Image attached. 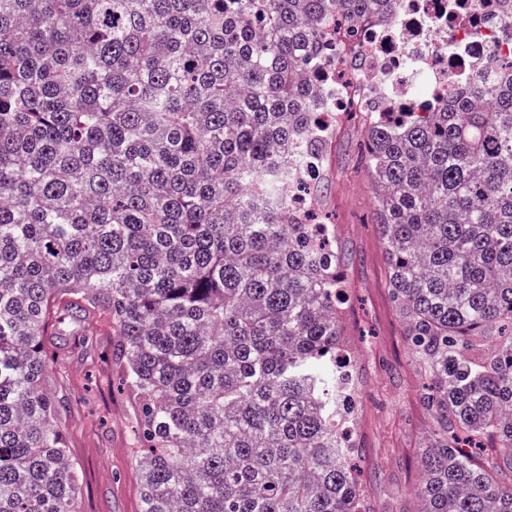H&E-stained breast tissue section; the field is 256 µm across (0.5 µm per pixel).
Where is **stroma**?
<instances>
[{
  "instance_id": "35a3bbf8",
  "label": "stroma",
  "mask_w": 512,
  "mask_h": 512,
  "mask_svg": "<svg viewBox=\"0 0 512 512\" xmlns=\"http://www.w3.org/2000/svg\"><path fill=\"white\" fill-rule=\"evenodd\" d=\"M366 124H346L326 147L325 189L316 206L336 228L348 262L343 326L356 346L361 398L356 408L367 512H416L418 460L433 420L427 383L412 358L389 288V260L376 218L369 171L361 160ZM96 348L54 368L64 406L60 426L76 469L81 512H141L137 465L139 408L111 361V318L91 314Z\"/></svg>"
}]
</instances>
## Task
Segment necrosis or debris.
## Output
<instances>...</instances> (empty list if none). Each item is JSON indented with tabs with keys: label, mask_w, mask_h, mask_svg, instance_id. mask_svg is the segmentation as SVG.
Segmentation results:
<instances>
[{
	"label": "necrosis or debris",
	"mask_w": 512,
	"mask_h": 512,
	"mask_svg": "<svg viewBox=\"0 0 512 512\" xmlns=\"http://www.w3.org/2000/svg\"><path fill=\"white\" fill-rule=\"evenodd\" d=\"M313 79L315 127L333 137L356 116L403 121L465 93V77L512 66V0H398L393 18L327 28Z\"/></svg>",
	"instance_id": "1"
}]
</instances>
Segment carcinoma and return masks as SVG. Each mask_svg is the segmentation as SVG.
Here are the masks:
<instances>
[{"label": "carcinoma", "instance_id": "1", "mask_svg": "<svg viewBox=\"0 0 512 512\" xmlns=\"http://www.w3.org/2000/svg\"><path fill=\"white\" fill-rule=\"evenodd\" d=\"M394 0H0V512H79L49 368L116 328L143 512H365L321 32ZM388 288L430 379L419 512H512V77L366 127Z\"/></svg>", "mask_w": 512, "mask_h": 512}]
</instances>
